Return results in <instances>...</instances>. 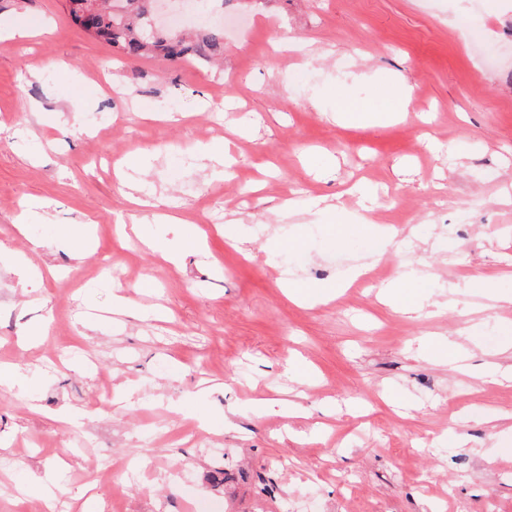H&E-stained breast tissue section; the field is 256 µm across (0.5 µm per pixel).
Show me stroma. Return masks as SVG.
<instances>
[{"instance_id": "obj_1", "label": "stroma", "mask_w": 512, "mask_h": 512, "mask_svg": "<svg viewBox=\"0 0 512 512\" xmlns=\"http://www.w3.org/2000/svg\"><path fill=\"white\" fill-rule=\"evenodd\" d=\"M219 17L217 68L122 56L68 0H0L1 27L41 30L0 40V243L30 271L0 262V366L23 372L0 386V512H34L35 474L78 512H512V434L489 425L512 383L479 380L512 365V305L470 285L512 291V0H224ZM342 95L379 120H337ZM333 197L347 225L304 207ZM34 200L49 221L18 223ZM408 265L418 315L379 300ZM363 266L373 282L345 289ZM291 282L341 290L310 307ZM448 338L469 373L420 346Z\"/></svg>"}]
</instances>
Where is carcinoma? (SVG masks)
I'll list each match as a JSON object with an SVG mask.
<instances>
[{
  "mask_svg": "<svg viewBox=\"0 0 512 512\" xmlns=\"http://www.w3.org/2000/svg\"><path fill=\"white\" fill-rule=\"evenodd\" d=\"M73 21L86 34L130 56L160 55L168 60L212 61L224 55V27L213 25L194 37L161 32L145 36L149 27L146 0H124L125 11L107 13L108 0H68Z\"/></svg>",
  "mask_w": 512,
  "mask_h": 512,
  "instance_id": "carcinoma-1",
  "label": "carcinoma"
}]
</instances>
